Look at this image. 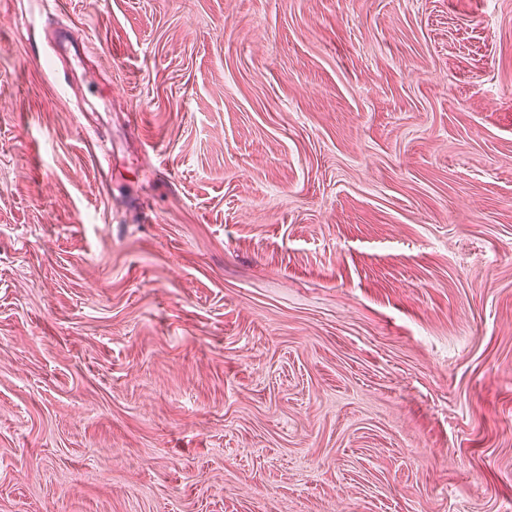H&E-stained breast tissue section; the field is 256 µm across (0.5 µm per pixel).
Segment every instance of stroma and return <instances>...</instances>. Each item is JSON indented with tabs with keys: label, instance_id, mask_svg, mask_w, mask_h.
Wrapping results in <instances>:
<instances>
[{
	"label": "stroma",
	"instance_id": "obj_1",
	"mask_svg": "<svg viewBox=\"0 0 512 512\" xmlns=\"http://www.w3.org/2000/svg\"><path fill=\"white\" fill-rule=\"evenodd\" d=\"M0 512H512V0H0Z\"/></svg>",
	"mask_w": 512,
	"mask_h": 512
}]
</instances>
